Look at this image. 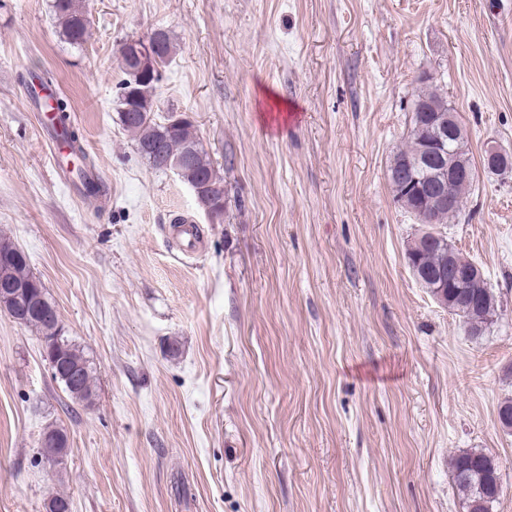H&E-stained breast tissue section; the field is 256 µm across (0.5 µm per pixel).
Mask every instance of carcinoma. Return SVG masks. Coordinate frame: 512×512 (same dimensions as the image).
I'll list each match as a JSON object with an SVG mask.
<instances>
[{
	"label": "carcinoma",
	"instance_id": "1",
	"mask_svg": "<svg viewBox=\"0 0 512 512\" xmlns=\"http://www.w3.org/2000/svg\"><path fill=\"white\" fill-rule=\"evenodd\" d=\"M52 11L56 19L59 34L67 43L74 46L83 45L90 37V21L83 0H52ZM125 78L119 87L118 103L120 121L127 132L133 136L137 151L155 170L162 171L171 156L181 153L187 142L200 143L195 126L187 124L174 136H167L164 130V120H158L155 112H141L140 104L155 101V84L158 78L139 81L130 71V64L123 65ZM47 99L56 102V115L51 119L50 129L54 135L69 149V155L79 159L75 173L80 182L78 190L87 198H97L103 193L101 180L95 175L94 163L86 155L77 130L74 129L66 100L51 92ZM414 100L427 103L434 112L450 110L448 100L440 90L433 85H425L416 93ZM134 106L132 117L124 115V108ZM431 138L429 126L422 124L413 127L405 145L395 154L393 164L399 165L407 161L413 162L419 154L423 142ZM190 173H206L219 185H224V178L215 168L210 156L199 148L192 156L189 166ZM392 192L401 207L414 212L412 194L404 190L403 184L390 182ZM460 209L452 212L442 211L430 216V232L414 240L408 250L409 265L433 296L439 292L448 293V307L455 308L457 303L465 304L461 309L463 317L473 325L490 324L497 315L496 298L491 289L487 288L482 271L472 273L461 288H436L435 275L447 263L446 252L452 243L448 237L437 230V226L446 224L455 218ZM9 250L15 253L14 261L10 264L4 282H13L20 286L31 282L38 283L40 279L31 270L27 254L13 242L0 237V251ZM455 257L457 266L467 269L472 262L461 256L456 249L450 251ZM39 309H31L25 316L24 324L32 328L38 337L52 336L58 329L59 314L55 304L48 298L46 292H41ZM57 362L61 368L69 371L76 370L79 378L74 387H63L72 401L86 407L93 405L96 397L95 371L93 363L84 349L64 335H59ZM61 433L57 428L46 427L42 433L45 444L41 447L42 454L55 462L63 459L67 447L58 444L54 436ZM456 485L464 497L467 512H490L492 504L497 500L495 481L499 480V470L495 461L482 452L463 451L454 455L450 462Z\"/></svg>",
	"mask_w": 512,
	"mask_h": 512
}]
</instances>
